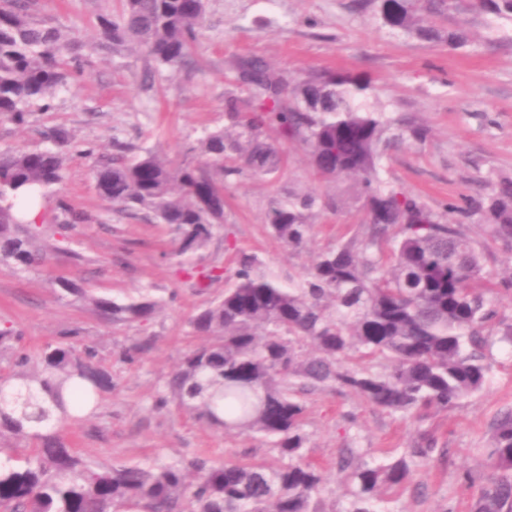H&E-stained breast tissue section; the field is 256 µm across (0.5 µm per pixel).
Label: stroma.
<instances>
[{"label":"stroma","mask_w":512,"mask_h":512,"mask_svg":"<svg viewBox=\"0 0 512 512\" xmlns=\"http://www.w3.org/2000/svg\"><path fill=\"white\" fill-rule=\"evenodd\" d=\"M381 0H208V23L187 70L173 74L137 50L97 52L100 15L116 14L118 0H30L37 22L60 29L75 41L81 67L66 89L33 105L20 128L0 117V149L46 146L45 135L62 127L93 156L133 158L147 148L172 158L189 157L204 130L230 128L224 99H245L236 73L241 57L260 60L296 86L320 70L357 75L371 83L368 102L377 111L428 130L424 141L405 139L379 164L384 182L403 189L434 210L490 193L512 178V15L479 8L468 14L470 41L452 48L386 24ZM284 166L258 177L250 171L224 183V224L210 242L185 257L173 253V234L113 211L95 188L91 158L65 154V179L40 199L47 260L17 271L0 263V329L15 331L5 353L34 352L70 336L76 349L90 346L116 383L85 424L67 429L76 454L88 465L114 462L187 461L197 456L221 461L270 463L275 452L254 433H224L175 406L156 412L158 391L183 355L200 344L189 318L222 297L239 253L256 255L259 273L284 285L299 283L317 255L361 237L365 209L349 183L316 179L304 148L285 143ZM320 199L312 237L296 253L274 240L266 224L271 205L291 194ZM65 199L88 217L62 227L56 208ZM450 222L484 249L485 278L512 270V250L488 239L477 217L452 211ZM186 266H216L223 279L196 288ZM85 289V297L59 295L61 281ZM148 294L162 308L146 324L115 325L89 303V296L124 301ZM152 349L138 360L122 350L143 337ZM484 388L458 406L422 419L392 414L358 396L316 390L305 397L306 458L321 466L328 481L320 495L325 512H343L350 487L339 462L348 451L368 462L389 461L420 435L433 437L445 456L417 467L412 479L384 495L379 512H472L478 486L493 476L479 467L491 443V424L512 409V345L498 343L486 357ZM473 469L477 487H466Z\"/></svg>","instance_id":"35a3bbf8"}]
</instances>
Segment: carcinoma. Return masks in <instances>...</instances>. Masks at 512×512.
Returning a JSON list of instances; mask_svg holds the SVG:
<instances>
[{"label":"carcinoma","instance_id":"1","mask_svg":"<svg viewBox=\"0 0 512 512\" xmlns=\"http://www.w3.org/2000/svg\"><path fill=\"white\" fill-rule=\"evenodd\" d=\"M393 27L417 22V0H382ZM429 15L464 11V0H431ZM207 23L205 0H122L116 15L99 18L94 49L133 45L156 65L178 72ZM470 40L466 22L448 32V45ZM70 46L57 28L33 21L27 0L0 4V116L18 126L30 107L67 85ZM238 79L250 98L226 100L232 135L205 133L196 156L175 161L151 149L133 159L100 156L94 162L99 194L113 209L164 224L176 234L175 255L203 248L224 223V181L250 168L277 172L284 158L268 140L274 130L302 143L321 178L357 181L366 210L358 239L320 253L297 288L256 273L258 260L243 254L234 283L216 303L189 320L204 343L187 352L159 392L155 407L174 404L215 428L242 429L270 440L271 464L193 461L114 463L91 468L63 434L99 408L112 391V374L95 352L64 341L21 353L0 368V512H323L325 472L305 458L303 395L311 389L352 392L392 413L419 419L480 391L488 373L481 353L495 329L497 311L487 293L470 288L482 273L477 244L458 225L379 177L394 121L360 102L370 83L321 71L282 99L283 81L267 65L243 59ZM53 146L0 150V261L19 271L43 263L41 228L16 220L15 202L30 190L65 179L62 148L69 133L47 134ZM313 194L290 195L267 213L272 237L294 250L305 247ZM64 224L88 217L64 200ZM463 211L479 216L490 237L512 247V179L470 199ZM198 284L221 279L216 267L192 268ZM114 324L148 322L160 308L144 295L118 302L91 298ZM500 338L512 342V323ZM359 352L369 365L343 362ZM11 435L8 448L1 439ZM439 449L424 438L387 464L350 455L340 469L353 485L345 512H377L385 492L409 480L414 468ZM496 476L481 487L474 512H512V410L493 422L486 457Z\"/></svg>","mask_w":512,"mask_h":512}]
</instances>
